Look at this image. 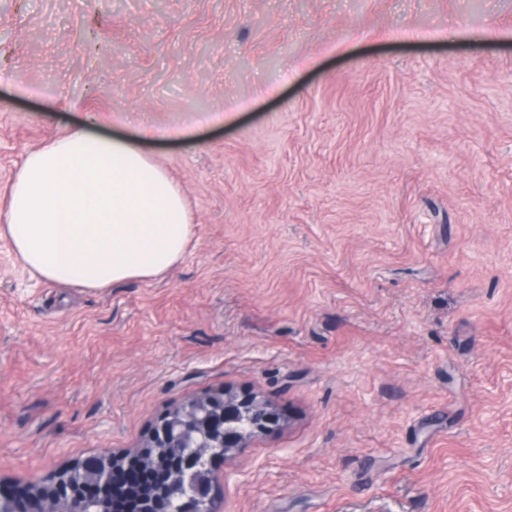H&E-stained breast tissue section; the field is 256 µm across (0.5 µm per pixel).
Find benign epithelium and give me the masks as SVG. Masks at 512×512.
Listing matches in <instances>:
<instances>
[{"mask_svg": "<svg viewBox=\"0 0 512 512\" xmlns=\"http://www.w3.org/2000/svg\"><path fill=\"white\" fill-rule=\"evenodd\" d=\"M224 411L213 412L209 395L191 394L180 405L168 411L152 427L143 446L181 448L172 464V469L179 471L192 480V497L187 498L183 487L173 481L170 483L169 498L185 501V507L199 508L200 512H214L212 508L216 497L217 485L201 465L196 448L213 445L217 448H244L258 435L270 432L280 426L281 413L268 400L255 393H239L226 388ZM249 428H242L243 423ZM124 474L116 458L109 455H97L91 462L82 461L74 466L55 472L46 482L57 494L41 506L38 496L42 486L30 485L16 488L0 489V512H10L21 502L26 504L24 512H87L86 501L78 491L80 487L110 488Z\"/></svg>", "mask_w": 512, "mask_h": 512, "instance_id": "7a95c632", "label": "benign epithelium"}]
</instances>
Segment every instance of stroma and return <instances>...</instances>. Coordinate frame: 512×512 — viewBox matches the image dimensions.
<instances>
[{
	"mask_svg": "<svg viewBox=\"0 0 512 512\" xmlns=\"http://www.w3.org/2000/svg\"><path fill=\"white\" fill-rule=\"evenodd\" d=\"M88 117L193 235L98 290L0 237V481L229 387L284 423L217 512H512V0H0V192Z\"/></svg>",
	"mask_w": 512,
	"mask_h": 512,
	"instance_id": "stroma-1",
	"label": "stroma"
}]
</instances>
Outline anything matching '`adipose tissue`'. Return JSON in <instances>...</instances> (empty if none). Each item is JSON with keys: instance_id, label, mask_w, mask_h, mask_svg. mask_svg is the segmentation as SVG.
<instances>
[{"instance_id": "obj_1", "label": "adipose tissue", "mask_w": 512, "mask_h": 512, "mask_svg": "<svg viewBox=\"0 0 512 512\" xmlns=\"http://www.w3.org/2000/svg\"><path fill=\"white\" fill-rule=\"evenodd\" d=\"M136 137L76 129L26 155L8 191L5 233L40 279L101 289L152 280L192 236L181 190Z\"/></svg>"}]
</instances>
